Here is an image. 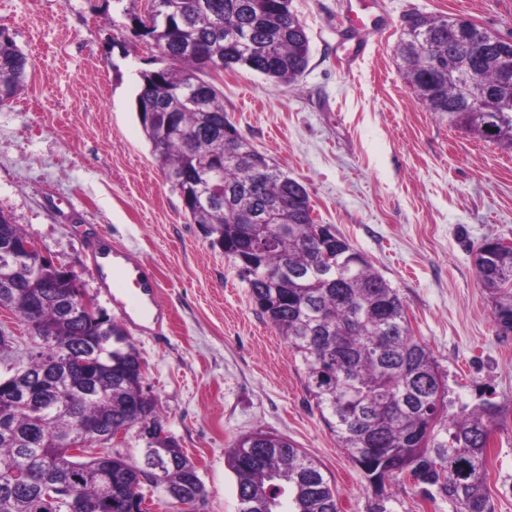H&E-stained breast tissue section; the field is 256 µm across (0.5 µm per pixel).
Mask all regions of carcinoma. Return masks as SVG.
<instances>
[{"label": "carcinoma", "instance_id": "carcinoma-1", "mask_svg": "<svg viewBox=\"0 0 512 512\" xmlns=\"http://www.w3.org/2000/svg\"><path fill=\"white\" fill-rule=\"evenodd\" d=\"M156 14L135 19L134 36L147 37L172 66L141 73L137 102L154 111L138 114L166 179L179 190L191 221L224 256L237 261L249 243L246 216L280 203L285 223L271 245L259 243L252 265L241 272L251 298L305 368V390L321 417L370 484L405 472L427 497L438 494L454 512H492L487 458L503 409L483 400L453 410L455 401L427 344L413 336L402 299L366 258L342 241L321 257L320 225L312 217L305 186L261 157L268 172L233 163L224 155L228 122L223 93L204 80L210 72L246 67L274 84L292 86L305 72L310 46L291 0H158ZM395 57L426 110L512 153V112H484L489 97L512 102V80L493 65L482 68L467 90L448 80V62L470 64L491 42L476 24L475 42L458 47L452 17L412 14ZM30 57L0 30V107L13 102L26 82ZM29 235L0 211V243L21 245ZM487 237L473 264L483 270L481 288L492 299L498 335H512V251ZM75 288L52 262L21 260L0 266V309L36 323L31 337L53 338L80 360L83 378L59 398L54 384L25 410L0 389V512H58L43 497L42 471L58 465L81 503V512H131L147 458L164 465L176 491L171 505L187 506L204 495L194 462L174 439L150 442L132 455L112 450V475L98 454L66 456L62 441L83 442L74 417L112 422V433L163 428L157 405L142 398L141 358L125 330L73 307ZM43 352L26 359L27 376L39 380ZM236 478L239 512H339L336 487L321 466L288 438L257 429L227 451ZM28 481L11 479L14 469Z\"/></svg>", "mask_w": 512, "mask_h": 512}]
</instances>
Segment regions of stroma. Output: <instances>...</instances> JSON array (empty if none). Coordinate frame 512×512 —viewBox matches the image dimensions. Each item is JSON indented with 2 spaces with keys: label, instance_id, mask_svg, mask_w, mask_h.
<instances>
[{
  "label": "stroma",
  "instance_id": "obj_1",
  "mask_svg": "<svg viewBox=\"0 0 512 512\" xmlns=\"http://www.w3.org/2000/svg\"><path fill=\"white\" fill-rule=\"evenodd\" d=\"M382 27L351 55L353 0H292L310 40L291 87L244 67L217 81L238 132L307 189L329 224L396 289L413 335L468 404L507 409L488 450L494 512H512V335L501 336L472 249L512 240V154L448 124L408 87L393 49L404 14L464 16L512 35V0H375ZM148 0H0V28L32 66L0 108V211L54 265L77 273L110 316L118 311L90 261L91 240L156 277L170 314L163 337L130 331L143 390L166 432L195 462L201 512H238L226 452L264 429L293 441L335 483L339 512H453L409 476L384 495L339 448L305 390V370L257 310L237 267L211 247L166 181L138 120L140 73L169 61L133 34Z\"/></svg>",
  "mask_w": 512,
  "mask_h": 512
}]
</instances>
